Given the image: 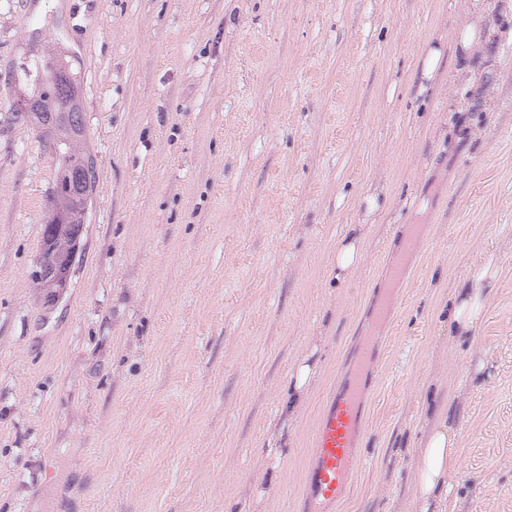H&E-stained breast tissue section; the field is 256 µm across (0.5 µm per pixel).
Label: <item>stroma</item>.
Here are the masks:
<instances>
[{
    "instance_id": "35a3bbf8",
    "label": "stroma",
    "mask_w": 512,
    "mask_h": 512,
    "mask_svg": "<svg viewBox=\"0 0 512 512\" xmlns=\"http://www.w3.org/2000/svg\"><path fill=\"white\" fill-rule=\"evenodd\" d=\"M488 3L0 0V512H303L337 366L374 330L385 370L336 512H413L414 450L441 415L460 512H512V10ZM469 24L494 31L472 84L448 77ZM35 33L77 62L97 168L56 297L32 273L57 160L12 116ZM350 224L366 246L340 287ZM409 224L425 232L401 282ZM488 251L487 317L450 336ZM310 346L318 380L287 423ZM265 448L283 451L272 484ZM316 352L315 347H311L307 354L294 363L288 376V395L283 402L281 413L285 418L293 416L298 405V401L312 387L318 374V367L313 360Z\"/></svg>"
}]
</instances>
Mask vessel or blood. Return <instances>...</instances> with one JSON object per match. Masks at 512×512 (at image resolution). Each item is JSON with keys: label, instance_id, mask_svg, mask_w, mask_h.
Listing matches in <instances>:
<instances>
[{"label": "vessel or blood", "instance_id": "b4317fda", "mask_svg": "<svg viewBox=\"0 0 512 512\" xmlns=\"http://www.w3.org/2000/svg\"><path fill=\"white\" fill-rule=\"evenodd\" d=\"M382 344L381 337H362L354 364L341 372L319 416L305 475V512H335L349 492L367 427L365 397L383 372Z\"/></svg>", "mask_w": 512, "mask_h": 512}]
</instances>
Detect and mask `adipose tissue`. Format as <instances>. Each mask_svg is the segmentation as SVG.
<instances>
[{
	"mask_svg": "<svg viewBox=\"0 0 512 512\" xmlns=\"http://www.w3.org/2000/svg\"><path fill=\"white\" fill-rule=\"evenodd\" d=\"M365 235L361 225H348L336 245L335 279L337 284L349 281L358 266ZM500 268L495 256H487L474 267L468 287L460 289L454 298V306L448 327L450 335L469 337L484 320L489 294L498 280ZM318 367L312 354H305L294 363L288 376V394L281 412L292 417L299 400L312 387ZM459 433L445 418H436L416 450V482L414 503L419 512H435L449 499L452 492L451 477L459 457Z\"/></svg>",
	"mask_w": 512,
	"mask_h": 512,
	"instance_id": "adipose-tissue-1",
	"label": "adipose tissue"
}]
</instances>
